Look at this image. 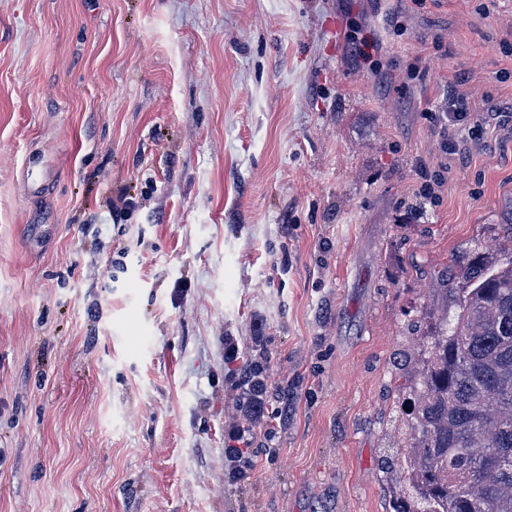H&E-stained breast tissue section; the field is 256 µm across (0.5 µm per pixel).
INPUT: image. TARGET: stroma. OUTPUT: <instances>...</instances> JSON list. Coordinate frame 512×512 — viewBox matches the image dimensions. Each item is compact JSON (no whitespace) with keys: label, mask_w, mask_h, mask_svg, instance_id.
<instances>
[{"label":"stroma","mask_w":512,"mask_h":512,"mask_svg":"<svg viewBox=\"0 0 512 512\" xmlns=\"http://www.w3.org/2000/svg\"><path fill=\"white\" fill-rule=\"evenodd\" d=\"M504 246L512 0H0V512H390L395 356ZM446 117L444 119V116L442 117L446 122L448 120V128L447 124L440 123V129L442 131V142H441V148L443 151H448V158L449 156L455 155L457 150V143L452 134H450L449 130L451 126L464 124L465 121H467L470 113H469V102L468 98L464 96H449L448 97V114L447 110L445 111ZM445 129L448 130V137L447 141L444 139L445 137ZM268 363L264 352L250 356L238 368V395L236 411L241 420L242 429L247 431L256 425L273 426L275 420L280 425L288 421V389L282 387L279 406L269 412L267 402ZM270 428V427H269Z\"/></svg>","instance_id":"35a3bbf8"}]
</instances>
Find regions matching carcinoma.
<instances>
[{
  "instance_id": "obj_1",
  "label": "carcinoma",
  "mask_w": 512,
  "mask_h": 512,
  "mask_svg": "<svg viewBox=\"0 0 512 512\" xmlns=\"http://www.w3.org/2000/svg\"><path fill=\"white\" fill-rule=\"evenodd\" d=\"M453 326L426 337L399 388L406 444L395 450L394 512H512V255L464 267ZM260 352L238 368L242 429L288 421L269 410Z\"/></svg>"
}]
</instances>
